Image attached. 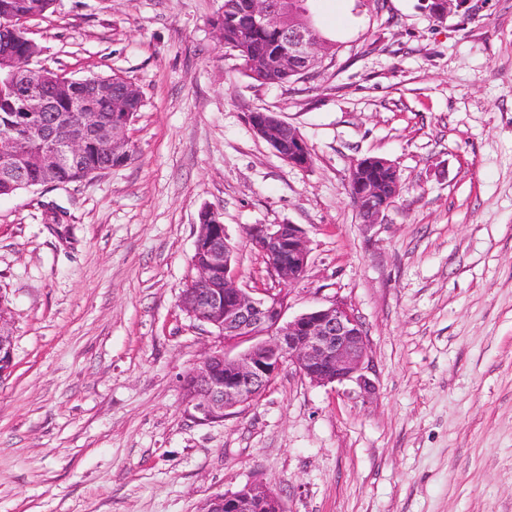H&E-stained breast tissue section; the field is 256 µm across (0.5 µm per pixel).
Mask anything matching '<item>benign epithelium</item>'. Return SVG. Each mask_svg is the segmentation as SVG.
<instances>
[{
  "instance_id": "obj_1",
  "label": "benign epithelium",
  "mask_w": 512,
  "mask_h": 512,
  "mask_svg": "<svg viewBox=\"0 0 512 512\" xmlns=\"http://www.w3.org/2000/svg\"><path fill=\"white\" fill-rule=\"evenodd\" d=\"M310 0H246L240 15L250 26L277 32L284 50L280 57L283 70L299 77L317 69L326 56L327 41L314 25ZM470 0H426L432 16L444 20L448 14L469 12ZM28 31L26 19L0 15V32ZM16 98L25 112L42 113L40 148L24 153L10 136L0 135V179L29 188L33 182L24 177L29 170L45 174L80 162L85 134L103 138L112 150L131 154L127 139V121L142 99L133 84L102 82L96 78L72 79L63 73L41 66L31 68L30 80L15 88ZM69 94L68 107L62 109L58 97ZM100 94L112 98V110L124 121L102 128L89 102ZM83 115V133L66 140L55 138V129L64 119V111ZM251 127L288 165L310 166L306 144L298 131L276 113H252ZM366 168L389 170L383 182L366 179L356 182L357 209L364 214L363 223H378L400 193L398 170L389 161L367 156L356 160L351 175ZM221 223L218 213L205 209L199 213V232L195 245L205 253L204 261L194 265L193 282L205 285L213 274H224V289L205 297L185 293L179 305L189 317L216 330L224 345L208 350L193 369L197 390L190 406L202 421L229 415L259 397L285 365H292L300 375L319 385H349L350 392L368 399L376 390L367 375L369 340L360 318L344 302L310 309L292 319L285 318V295L282 291L306 274L310 252L303 229L298 224H270L250 227L253 241L265 259L273 286L247 288L239 286L234 248L227 235H215L214 225ZM8 324L0 316V357L13 361L12 337ZM242 347L235 355L230 349ZM224 368V377L214 375ZM209 512H285L279 496L264 482L253 480L234 493L215 495L206 503Z\"/></svg>"
}]
</instances>
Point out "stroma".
Instances as JSON below:
<instances>
[{
    "label": "stroma",
    "mask_w": 512,
    "mask_h": 512,
    "mask_svg": "<svg viewBox=\"0 0 512 512\" xmlns=\"http://www.w3.org/2000/svg\"><path fill=\"white\" fill-rule=\"evenodd\" d=\"M471 5L438 21L421 0H315L335 54L265 86L215 36L224 0H57L29 22L39 65L120 75L144 105L125 165L0 196V512H198L256 478L285 512H512V0ZM259 110L308 168L255 135ZM365 156L401 178L373 226L349 196ZM205 208L250 287L268 274L246 229L303 228L285 316L347 303L372 399L287 366L197 419L182 379L221 340L179 296ZM251 127L255 134L266 141L289 166H310L312 159L304 140L294 127L279 118L276 113L253 112Z\"/></svg>",
    "instance_id": "obj_1"
}]
</instances>
